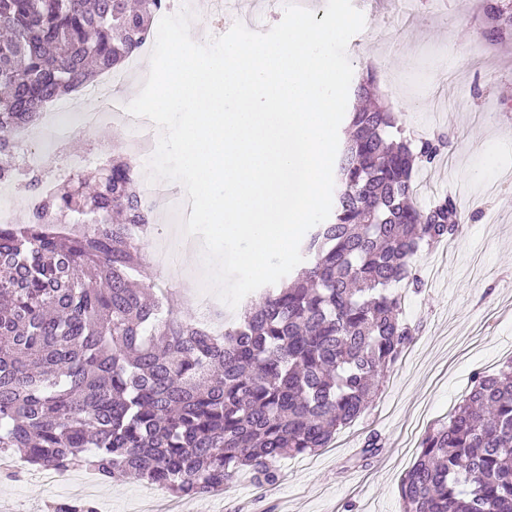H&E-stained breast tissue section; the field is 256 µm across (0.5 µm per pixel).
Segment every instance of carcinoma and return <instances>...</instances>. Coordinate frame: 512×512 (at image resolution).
Segmentation results:
<instances>
[{
	"instance_id": "cac0c4a2",
	"label": "carcinoma",
	"mask_w": 512,
	"mask_h": 512,
	"mask_svg": "<svg viewBox=\"0 0 512 512\" xmlns=\"http://www.w3.org/2000/svg\"><path fill=\"white\" fill-rule=\"evenodd\" d=\"M168 0H0V180L18 179L12 133L49 100L139 55ZM488 42L512 35V5L484 0ZM377 93L376 77L354 88ZM413 141L381 106L352 113L330 217L285 288L263 293L215 336L138 283L160 231L137 200L140 172L113 157L85 191L24 179L35 206L0 225V454L41 468L83 465L181 497L239 473L259 488L278 462L315 453L368 408L413 341L395 287L421 288L411 258L455 239L450 194L417 204L414 175L448 147ZM400 484V512H512V361L428 432Z\"/></svg>"
}]
</instances>
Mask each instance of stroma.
Returning a JSON list of instances; mask_svg holds the SVG:
<instances>
[{
	"mask_svg": "<svg viewBox=\"0 0 512 512\" xmlns=\"http://www.w3.org/2000/svg\"><path fill=\"white\" fill-rule=\"evenodd\" d=\"M483 0H367L365 27L347 56L354 79L374 73L386 106L401 104L410 132L454 133L439 161L418 171L420 204L456 196L465 212L483 210L465 226L445 263L437 250L417 253L424 288L408 292L403 318L415 338L389 372L366 412L341 429L328 448L289 457L280 480L257 488L243 472L224 490L192 500V512H399V486L422 438L464 398L475 374L512 361V41L471 53L483 41ZM497 167L474 172L485 150ZM380 446L363 454L369 436ZM57 498L42 483L0 476L7 512H54Z\"/></svg>",
	"mask_w": 512,
	"mask_h": 512,
	"instance_id": "stroma-1",
	"label": "stroma"
}]
</instances>
